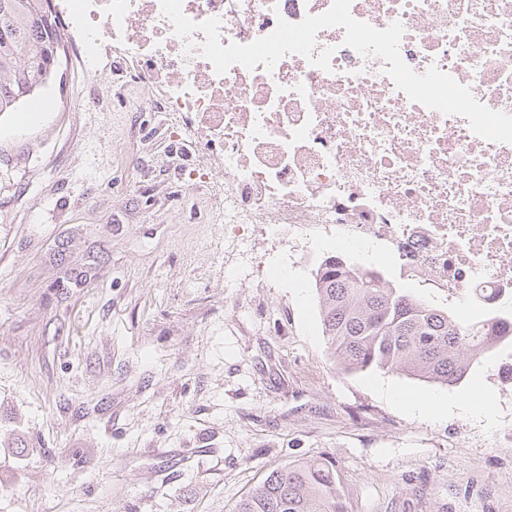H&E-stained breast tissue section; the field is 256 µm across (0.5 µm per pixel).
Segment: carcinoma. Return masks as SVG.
<instances>
[{"instance_id": "1", "label": "carcinoma", "mask_w": 512, "mask_h": 512, "mask_svg": "<svg viewBox=\"0 0 512 512\" xmlns=\"http://www.w3.org/2000/svg\"><path fill=\"white\" fill-rule=\"evenodd\" d=\"M49 2L0 0V113L15 111L55 72L51 60L62 37L42 20ZM313 288L323 335L349 373L396 371L451 387L479 359L512 349V328L500 309L462 322L354 258L326 257ZM237 512H347V506L335 467L306 460L272 471Z\"/></svg>"}]
</instances>
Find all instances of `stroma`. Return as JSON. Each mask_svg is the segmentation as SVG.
Listing matches in <instances>:
<instances>
[{
	"label": "stroma",
	"mask_w": 512,
	"mask_h": 512,
	"mask_svg": "<svg viewBox=\"0 0 512 512\" xmlns=\"http://www.w3.org/2000/svg\"><path fill=\"white\" fill-rule=\"evenodd\" d=\"M27 124L0 115V512H234L330 461L348 512H512V389L344 372L316 291L224 281V227L146 88L69 24ZM20 111V112H21ZM493 392V424L389 392Z\"/></svg>",
	"instance_id": "1"
}]
</instances>
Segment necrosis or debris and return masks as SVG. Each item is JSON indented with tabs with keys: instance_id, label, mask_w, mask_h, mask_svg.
Masks as SVG:
<instances>
[{
	"instance_id": "necrosis-or-debris-1",
	"label": "necrosis or debris",
	"mask_w": 512,
	"mask_h": 512,
	"mask_svg": "<svg viewBox=\"0 0 512 512\" xmlns=\"http://www.w3.org/2000/svg\"><path fill=\"white\" fill-rule=\"evenodd\" d=\"M332 0H182L195 22L221 21L222 44L245 45L325 13ZM87 65L118 59L156 111L196 147L189 180L204 183L224 227V277L299 284L313 257L338 250L371 264L394 257L405 282L437 300L512 309V144L476 135L465 117L412 102L386 62L321 29L315 52L273 67L204 58L202 32L178 37L160 0H58ZM377 29L400 23L415 72L437 68L491 110L512 115V0H352ZM223 180L211 181L213 171Z\"/></svg>"
}]
</instances>
